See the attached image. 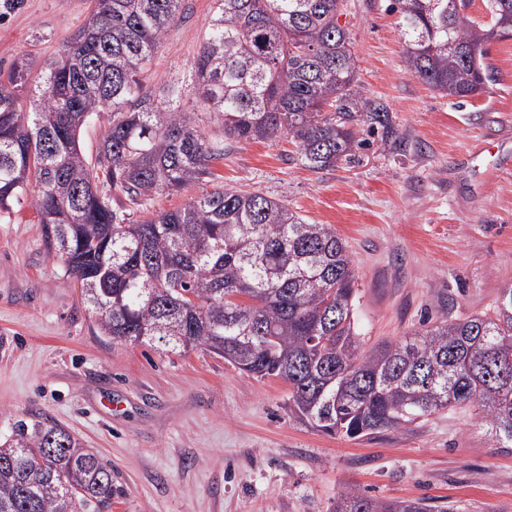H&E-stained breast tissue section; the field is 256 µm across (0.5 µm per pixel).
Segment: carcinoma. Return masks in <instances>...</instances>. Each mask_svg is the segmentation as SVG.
Wrapping results in <instances>:
<instances>
[{"instance_id": "obj_1", "label": "carcinoma", "mask_w": 512, "mask_h": 512, "mask_svg": "<svg viewBox=\"0 0 512 512\" xmlns=\"http://www.w3.org/2000/svg\"><path fill=\"white\" fill-rule=\"evenodd\" d=\"M182 0H93L84 22L29 94L23 59L0 75V214L29 206L114 341L204 348L241 371L288 383V409L359 439L444 409L473 406L500 448L512 447V288L494 308L446 320L368 354L354 327V263L328 224L281 200L217 188L131 222L108 184L148 208L204 181L224 144L291 139L302 165L351 155V126L391 128L387 108L352 92L356 61L338 24L342 0H216L194 62L200 107L183 89L140 93ZM394 0L411 75L465 98L493 81L487 45L512 35V0ZM32 111H22L26 97ZM108 109L96 157L78 134ZM35 189L28 190L29 183ZM112 468L46 421L0 444V512H110ZM331 512H431L423 499L384 501L347 489Z\"/></svg>"}]
</instances>
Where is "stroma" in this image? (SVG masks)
<instances>
[{"label":"stroma","mask_w":512,"mask_h":512,"mask_svg":"<svg viewBox=\"0 0 512 512\" xmlns=\"http://www.w3.org/2000/svg\"><path fill=\"white\" fill-rule=\"evenodd\" d=\"M392 0H344L358 97L385 105L394 132L353 127L350 159L304 167L281 139L230 143L213 179L154 197L184 207L214 186L286 200L331 225L355 270L362 351L424 323L492 309L512 287V37L493 42L496 80L467 98L412 76ZM91 0H0V70L26 57L32 82L85 22ZM214 0H183L142 91L195 86ZM288 385L212 352L104 336L36 212L0 217V443L49 420L112 469V512H329L341 491L425 499L455 512H512V448L474 408L350 440L293 415Z\"/></svg>","instance_id":"obj_1"}]
</instances>
